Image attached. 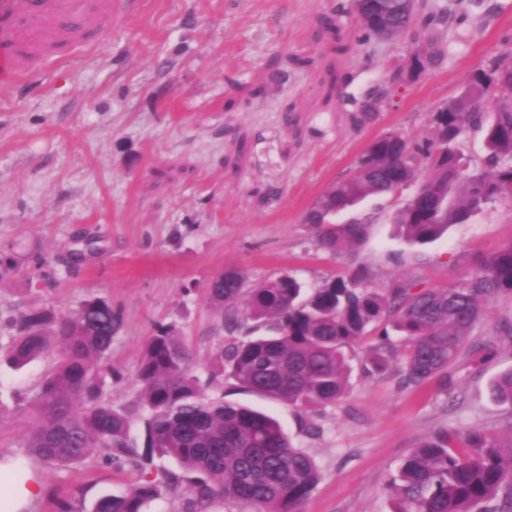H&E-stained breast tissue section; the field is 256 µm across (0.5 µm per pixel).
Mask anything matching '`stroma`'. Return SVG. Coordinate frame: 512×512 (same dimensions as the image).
<instances>
[{
    "label": "stroma",
    "instance_id": "1",
    "mask_svg": "<svg viewBox=\"0 0 512 512\" xmlns=\"http://www.w3.org/2000/svg\"><path fill=\"white\" fill-rule=\"evenodd\" d=\"M340 0H136L116 4L100 45L42 78L0 87V246L23 261L95 236L99 252L42 287L28 270L0 283V313L70 311L91 296L122 313L112 339L115 405L129 409L130 438L143 444L135 408L139 357L154 324H175L195 371L208 376L228 334L198 284L235 266L251 282L287 273L308 289L357 270L377 290L402 279L445 288L465 276L476 255L512 241V204L433 243L403 241L391 221L414 186L370 197L354 209L367 219L362 242L333 255L318 248L304 213L353 175L378 136L413 143L433 133L431 116L494 58L512 56V0H428L457 7L461 21L429 27L439 63L400 90L388 82L408 68L410 38L359 42L354 12ZM287 69V80L277 79ZM375 99L365 121L358 104ZM512 320V299L493 301L447 382L406 386L398 371L371 375L360 364L370 335L350 350L345 396L309 414L214 383L225 401L272 413L295 446L316 460L320 480L301 512H390L387 487L414 449L436 434L478 429L504 433L512 412L495 404L491 382L512 369V341L497 328ZM53 364L0 366V456H27V414L15 397L35 394ZM316 425L318 434L308 431ZM43 494L36 512H92L104 495H121L140 473L94 457L73 469L37 467Z\"/></svg>",
    "mask_w": 512,
    "mask_h": 512
}]
</instances>
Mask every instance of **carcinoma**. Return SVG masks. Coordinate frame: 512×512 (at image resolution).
Wrapping results in <instances>:
<instances>
[{
  "instance_id": "obj_1",
  "label": "carcinoma",
  "mask_w": 512,
  "mask_h": 512,
  "mask_svg": "<svg viewBox=\"0 0 512 512\" xmlns=\"http://www.w3.org/2000/svg\"><path fill=\"white\" fill-rule=\"evenodd\" d=\"M367 42L379 38L374 18L386 21L388 38L413 31L418 9L408 0H349ZM433 139L414 146L396 132L372 141L354 174L320 195L304 215L315 243L335 254L366 235L367 219L336 222V215L370 196H392L414 182L428 161L433 176L393 213L403 238L425 245L453 224L473 220L512 199V59H494L475 72L463 91L431 117ZM484 132V167L468 172L460 146L465 130ZM62 258L33 257L45 285L56 280ZM13 247H0V281L18 271ZM366 273L334 279L305 293L284 274L247 286L245 271L224 269L199 289L229 332L214 364L238 389L315 412L343 397L352 371L346 349L367 328L391 321L401 338L400 372L406 385L448 380L460 348L488 304L512 298V242L476 258L456 284L415 290L401 281L384 293L363 286ZM122 323L104 297L83 300L61 314L42 309L0 318L8 330L0 360L20 368L50 352L53 370L32 396L17 404L31 413L22 436L29 455L66 469L92 456L129 464L141 480L123 495H105L93 512H147L165 492L183 496L184 512H210L213 504L244 502L254 512H299L320 473L314 459L296 447L272 415L213 396L195 374L189 348L174 325L154 328L142 348L136 381L143 411L145 451L130 439V415L112 403L107 380L112 336ZM247 336L238 340L234 333ZM396 351L389 333L367 353L371 370H388ZM494 400L512 410V370L491 384ZM444 433L414 449L388 485L392 512H512V424L507 432H466L463 444ZM177 460L180 471H152L154 452Z\"/></svg>"
}]
</instances>
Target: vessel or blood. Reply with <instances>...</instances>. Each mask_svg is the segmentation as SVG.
I'll list each match as a JSON object with an SVG mask.
<instances>
[{
	"instance_id": "obj_1",
	"label": "vessel or blood",
	"mask_w": 512,
	"mask_h": 512,
	"mask_svg": "<svg viewBox=\"0 0 512 512\" xmlns=\"http://www.w3.org/2000/svg\"><path fill=\"white\" fill-rule=\"evenodd\" d=\"M114 0H0V85L37 78L112 28Z\"/></svg>"
}]
</instances>
